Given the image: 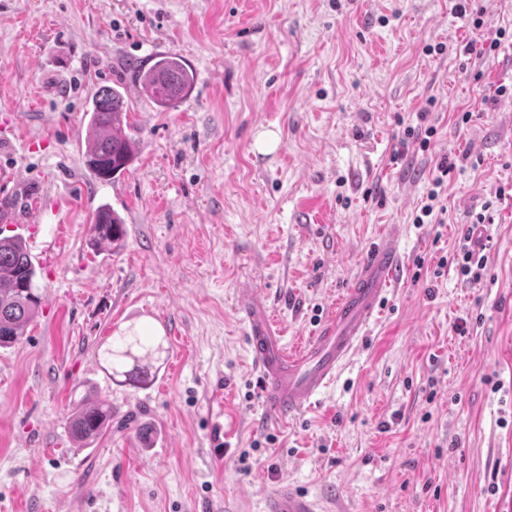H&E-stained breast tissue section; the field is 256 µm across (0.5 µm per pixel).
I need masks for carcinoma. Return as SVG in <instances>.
<instances>
[{
	"instance_id": "cac0c4a2",
	"label": "carcinoma",
	"mask_w": 512,
	"mask_h": 512,
	"mask_svg": "<svg viewBox=\"0 0 512 512\" xmlns=\"http://www.w3.org/2000/svg\"><path fill=\"white\" fill-rule=\"evenodd\" d=\"M132 77L145 86L148 97L161 108H169L190 92L194 76L180 58L158 56L147 66H137ZM88 136L85 167L96 180H110L117 173L132 165L135 155L134 138L125 132L127 110L119 90L102 86L89 109ZM124 221L108 204L98 207L94 223L90 225L89 241L96 250L110 248L124 237ZM36 268L19 237H0V348L18 344L26 335L27 326L41 307L35 279ZM146 351L152 348L143 337L132 331L115 338V343L105 348L109 362L132 356L131 350ZM112 423V407L102 403L82 401L69 419L72 437L87 447L102 436Z\"/></svg>"
}]
</instances>
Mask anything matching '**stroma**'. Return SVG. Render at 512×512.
I'll use <instances>...</instances> for the list:
<instances>
[{
    "label": "stroma",
    "mask_w": 512,
    "mask_h": 512,
    "mask_svg": "<svg viewBox=\"0 0 512 512\" xmlns=\"http://www.w3.org/2000/svg\"><path fill=\"white\" fill-rule=\"evenodd\" d=\"M476 4L478 29L452 0H0V178L43 203L38 223L0 228L25 240L42 296L0 349V512H263L284 485L324 512H506L512 0ZM160 55L195 78L168 109L128 72ZM103 85L136 139L109 183L83 161ZM422 111L429 152L394 159ZM444 155V210L416 223ZM104 203L126 236L95 253ZM471 224L476 283L457 268ZM393 228L404 276L366 343L297 418L269 420L241 290L297 346ZM127 331L162 345L148 386L106 370ZM85 396L112 426L80 448L67 419Z\"/></svg>",
    "instance_id": "stroma-1"
}]
</instances>
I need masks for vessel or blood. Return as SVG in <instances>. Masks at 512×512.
<instances>
[{"instance_id": "obj_1", "label": "vessel or blood", "mask_w": 512, "mask_h": 512, "mask_svg": "<svg viewBox=\"0 0 512 512\" xmlns=\"http://www.w3.org/2000/svg\"><path fill=\"white\" fill-rule=\"evenodd\" d=\"M402 266L392 240L368 253L351 288L337 301L321 330L287 349L254 290L242 291L247 341L262 379L264 411L280 421L299 415L358 352L386 291ZM264 512H318L308 496L285 487L265 499Z\"/></svg>"}]
</instances>
